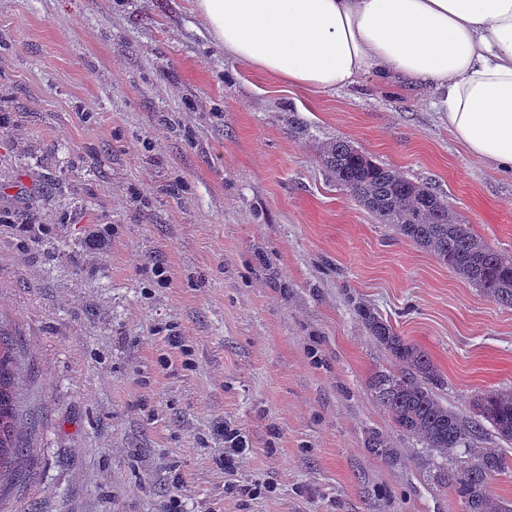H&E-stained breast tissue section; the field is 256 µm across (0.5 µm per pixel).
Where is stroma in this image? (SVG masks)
<instances>
[{
    "instance_id": "35a3bbf8",
    "label": "stroma",
    "mask_w": 512,
    "mask_h": 512,
    "mask_svg": "<svg viewBox=\"0 0 512 512\" xmlns=\"http://www.w3.org/2000/svg\"><path fill=\"white\" fill-rule=\"evenodd\" d=\"M433 98L281 84L225 56L193 0H0V328L29 448L0 512H463L450 462L377 402L395 366L353 305L421 345L467 418L512 389V306L318 158L350 141L511 255L512 171ZM224 470H233L238 456L245 447V441L237 430L229 426L224 428Z\"/></svg>"
}]
</instances>
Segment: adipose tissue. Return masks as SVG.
<instances>
[{
  "instance_id": "adipose-tissue-1",
  "label": "adipose tissue",
  "mask_w": 512,
  "mask_h": 512,
  "mask_svg": "<svg viewBox=\"0 0 512 512\" xmlns=\"http://www.w3.org/2000/svg\"><path fill=\"white\" fill-rule=\"evenodd\" d=\"M225 55L331 92L425 85L477 160L512 171V0H196Z\"/></svg>"
}]
</instances>
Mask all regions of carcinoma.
<instances>
[{"mask_svg": "<svg viewBox=\"0 0 512 512\" xmlns=\"http://www.w3.org/2000/svg\"><path fill=\"white\" fill-rule=\"evenodd\" d=\"M319 159L330 180L377 223L391 225L490 299L512 306V256L495 251L454 221L448 201L432 187L374 162L341 139L324 144ZM355 311L373 341L400 367L399 373L381 374L375 382L376 398L394 425L442 457L455 456L442 483L461 499L464 512H512V503L487 493L489 479L512 469V458L498 448L474 449L487 424L499 440L512 443V391L486 393L477 399L476 418L461 416L436 393L442 376L418 344L396 333L369 306L359 304ZM15 363L13 338L0 331V479L4 468L27 455L16 432L20 393Z\"/></svg>", "mask_w": 512, "mask_h": 512, "instance_id": "carcinoma-1", "label": "carcinoma"}]
</instances>
